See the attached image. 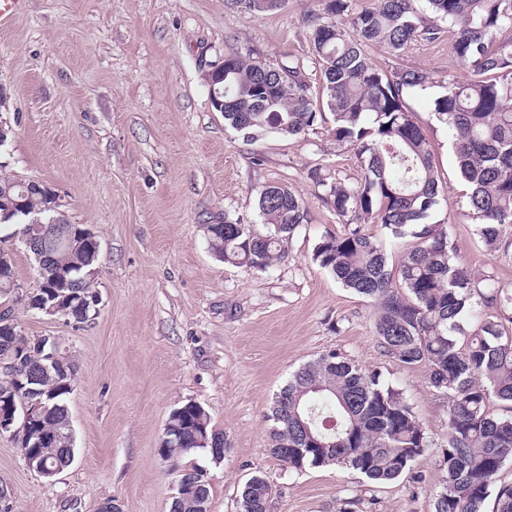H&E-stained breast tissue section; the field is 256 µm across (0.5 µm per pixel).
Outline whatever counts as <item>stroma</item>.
I'll list each match as a JSON object with an SVG mask.
<instances>
[{
  "instance_id": "1",
  "label": "stroma",
  "mask_w": 512,
  "mask_h": 512,
  "mask_svg": "<svg viewBox=\"0 0 512 512\" xmlns=\"http://www.w3.org/2000/svg\"><path fill=\"white\" fill-rule=\"evenodd\" d=\"M324 12L325 0H283L270 14L225 0H25L0 30V122L15 131L0 148V172L51 187L65 219L89 225L101 243L98 312L78 324L25 307L20 293L37 287L34 257L19 236H0L21 287L0 296V310L25 336L56 337L76 367L68 469L46 480L15 439L0 437L10 512H97L108 500L121 512H168L175 476L158 448L170 412L189 401L229 443L221 461L202 450L190 457L206 474L211 512H238L254 475L273 488L270 512H433L448 398L427 367L384 354L376 306L311 260L319 239L344 224L307 172L353 181L359 161L322 129L246 141L212 109L204 80L230 52L271 63L309 55L305 17ZM369 56L383 69L433 74L435 87L408 101L441 179L432 219L446 225L459 261L511 287L512 258L489 249L464 216L452 137L431 111L441 86L464 77L447 40L413 45L399 59L380 46ZM265 184L287 185L309 211L285 244L287 260L265 272L217 260L205 225L229 214L266 233L256 208ZM330 350L379 368L413 408L429 440L413 475L372 483L338 466L296 471L271 454L276 393Z\"/></svg>"
}]
</instances>
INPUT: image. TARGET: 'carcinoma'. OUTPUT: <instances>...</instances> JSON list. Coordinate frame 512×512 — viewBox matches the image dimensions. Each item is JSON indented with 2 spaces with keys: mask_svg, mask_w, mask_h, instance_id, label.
Segmentation results:
<instances>
[{
  "mask_svg": "<svg viewBox=\"0 0 512 512\" xmlns=\"http://www.w3.org/2000/svg\"><path fill=\"white\" fill-rule=\"evenodd\" d=\"M233 8L263 14L280 0H226ZM327 0L326 15L310 14L312 54L270 64L236 52L224 55V121L244 138L275 133L304 137L326 123L330 140L354 151L363 177L347 182L322 173L308 177L325 190L322 200L346 218L339 234H326L312 260L345 288L369 298L378 310L376 337L387 357L401 366L424 365L429 383L448 398V447L439 467L442 490L434 512H485L498 473L512 458V415L494 417L491 400L512 405V289L484 284L456 259L446 225L430 222L438 204L440 177L424 129L413 120L407 99L433 86L423 67L381 69L368 48L379 45L393 55L420 41L434 43L448 33V46L466 72L433 100V114L448 127L455 165L467 187L466 217L486 246L509 255L512 242L502 227L512 224V0ZM318 73L313 90L310 71ZM3 198L24 201L27 212L9 219L27 224L47 215L51 200L34 180L0 176ZM268 227L260 234L239 218L206 225L208 247L219 260L265 272L286 258L283 243L308 223V212L285 185L260 189L256 203ZM379 224L382 238L368 233ZM410 238L413 244L397 267L388 249ZM96 266L86 255L55 254L54 268ZM46 273L31 293L29 309L50 297ZM475 321L460 339L463 323ZM29 344L23 336L0 335V366L13 365L17 377L51 398L44 427L69 434L66 399L74 379L40 369L39 359H20ZM271 452L284 465L302 471L338 465L368 480L385 483L411 472L427 452L428 437L403 393L376 368H359L335 350L297 369L276 394L270 415ZM199 422L213 445L228 448L224 432L211 424L203 406H178L175 423ZM65 443L39 446L49 463L68 467ZM171 457L176 477L194 485L198 467L183 460L212 445L193 446ZM307 452L301 453L299 449ZM273 489L250 477L240 497V512H270ZM210 500L209 484L196 498L171 500L169 512H201ZM494 512H512V484L501 485Z\"/></svg>",
  "mask_w": 512,
  "mask_h": 512,
  "instance_id": "obj_1",
  "label": "carcinoma"
}]
</instances>
